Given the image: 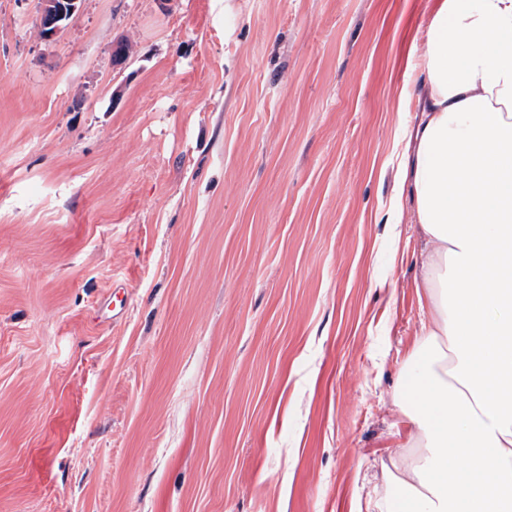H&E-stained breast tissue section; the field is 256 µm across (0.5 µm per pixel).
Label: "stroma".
I'll list each match as a JSON object with an SVG mask.
<instances>
[{
	"mask_svg": "<svg viewBox=\"0 0 512 512\" xmlns=\"http://www.w3.org/2000/svg\"><path fill=\"white\" fill-rule=\"evenodd\" d=\"M436 0H0V512H377L423 312L389 221ZM128 297L112 319V294ZM65 4H56L42 0L39 10V19L41 20L42 27L41 35H44L45 40L53 39L62 29L63 25L60 22L67 17H70L77 9V0H65ZM52 5H55L52 6Z\"/></svg>",
	"mask_w": 512,
	"mask_h": 512,
	"instance_id": "obj_1",
	"label": "stroma"
}]
</instances>
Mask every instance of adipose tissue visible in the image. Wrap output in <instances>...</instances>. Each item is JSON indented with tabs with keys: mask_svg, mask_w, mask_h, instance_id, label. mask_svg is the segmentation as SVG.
<instances>
[{
	"mask_svg": "<svg viewBox=\"0 0 512 512\" xmlns=\"http://www.w3.org/2000/svg\"><path fill=\"white\" fill-rule=\"evenodd\" d=\"M419 74L399 175L427 315L394 404L425 456L392 459L386 512H512V0H438Z\"/></svg>",
	"mask_w": 512,
	"mask_h": 512,
	"instance_id": "obj_1",
	"label": "adipose tissue"
}]
</instances>
